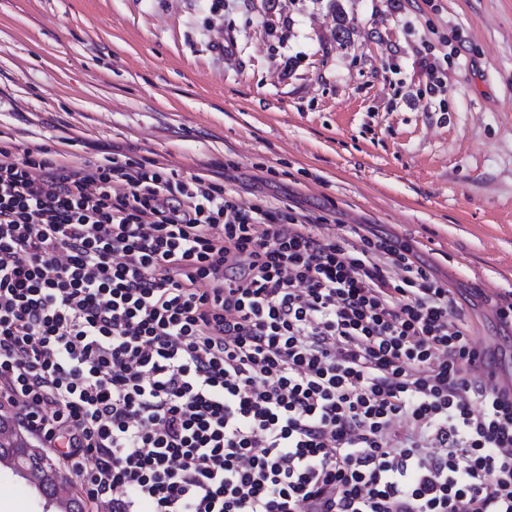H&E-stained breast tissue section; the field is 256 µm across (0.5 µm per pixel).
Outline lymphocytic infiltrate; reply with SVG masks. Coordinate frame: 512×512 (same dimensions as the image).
<instances>
[{
    "label": "lymphocytic infiltrate",
    "instance_id": "1",
    "mask_svg": "<svg viewBox=\"0 0 512 512\" xmlns=\"http://www.w3.org/2000/svg\"><path fill=\"white\" fill-rule=\"evenodd\" d=\"M405 244L0 147V410L90 512H512V394Z\"/></svg>",
    "mask_w": 512,
    "mask_h": 512
}]
</instances>
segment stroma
Returning a JSON list of instances; mask_svg holds the SVG:
<instances>
[{
  "label": "stroma",
  "instance_id": "35a3bbf8",
  "mask_svg": "<svg viewBox=\"0 0 512 512\" xmlns=\"http://www.w3.org/2000/svg\"><path fill=\"white\" fill-rule=\"evenodd\" d=\"M0 137L410 243L512 352V0H0ZM0 512L44 500L0 467Z\"/></svg>",
  "mask_w": 512,
  "mask_h": 512
}]
</instances>
